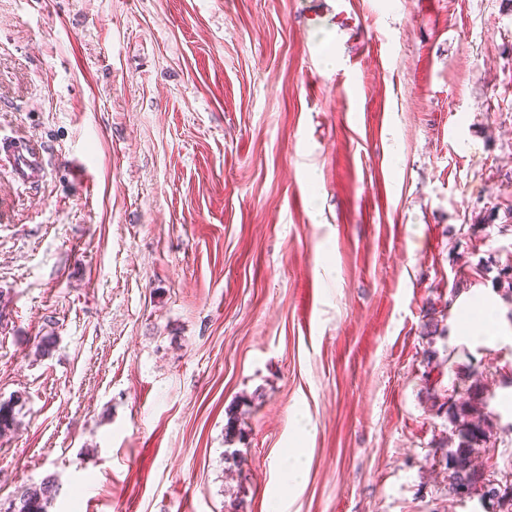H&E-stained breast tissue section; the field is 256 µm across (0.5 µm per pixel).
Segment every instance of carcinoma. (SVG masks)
Returning <instances> with one entry per match:
<instances>
[{
	"label": "carcinoma",
	"mask_w": 512,
	"mask_h": 512,
	"mask_svg": "<svg viewBox=\"0 0 512 512\" xmlns=\"http://www.w3.org/2000/svg\"><path fill=\"white\" fill-rule=\"evenodd\" d=\"M438 412L448 417V443L456 444L444 455L448 493L456 497L465 491L472 497L489 499L493 512H512V483L503 484L492 478L477 462L479 450L485 447L493 431V420L486 411L485 401L471 394L465 399L450 394L439 404ZM54 490V480L47 478L0 504V512H47Z\"/></svg>",
	"instance_id": "1"
}]
</instances>
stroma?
<instances>
[{
  "label": "stroma",
  "mask_w": 512,
  "mask_h": 512,
  "mask_svg": "<svg viewBox=\"0 0 512 512\" xmlns=\"http://www.w3.org/2000/svg\"><path fill=\"white\" fill-rule=\"evenodd\" d=\"M0 134V503L490 512L435 401L512 480V0H0ZM0 153L10 159L13 177L19 186H31L44 178V149L37 139L0 136ZM474 395L456 399L453 393L448 394L447 401L438 406V412L448 417L451 426L446 444L450 443L451 447L448 445L444 455L448 493L457 498L460 491H466L481 500L489 496L494 512H512V483L508 484L507 479L505 484L491 479L477 462L479 450L490 440L494 426L492 413L484 411L485 401L479 398L478 391ZM455 439L457 445L452 448ZM55 490L54 480L47 478L40 484L30 485L10 499L0 504L2 512H47L48 504ZM7 505V506H6Z\"/></svg>",
  "instance_id": "1"
}]
</instances>
